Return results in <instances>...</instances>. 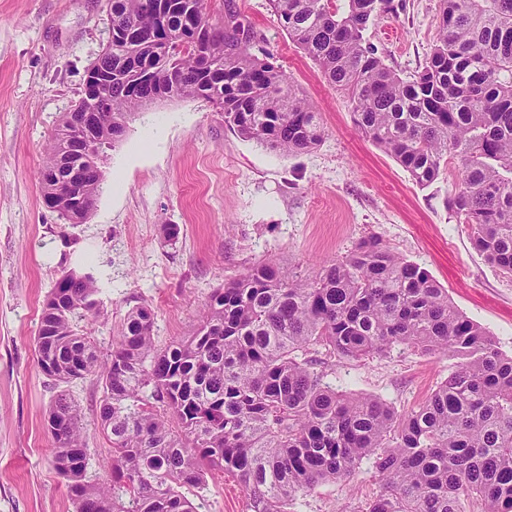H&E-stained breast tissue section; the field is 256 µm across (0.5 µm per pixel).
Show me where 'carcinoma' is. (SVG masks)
<instances>
[{
    "instance_id": "obj_1",
    "label": "carcinoma",
    "mask_w": 512,
    "mask_h": 512,
    "mask_svg": "<svg viewBox=\"0 0 512 512\" xmlns=\"http://www.w3.org/2000/svg\"><path fill=\"white\" fill-rule=\"evenodd\" d=\"M112 88L76 109L101 112L100 147L116 146L157 97L203 98L244 139L284 154L309 151L325 130L288 75L251 52V25L207 0H105ZM438 37L422 69L403 79L364 37L393 0H270L288 37L348 99L357 128L425 188L455 164L446 206L473 248L512 276V0H441ZM211 20L209 29L199 27ZM151 69V82L141 76ZM64 115L42 171L72 155ZM101 182L42 183L44 199L81 224ZM89 273L68 270L44 304L35 355L64 383L103 384L100 429L111 453L87 480L79 406L60 394L48 414L53 465L77 512H196L181 492L212 471L239 477L248 512H288L315 486L352 478L368 462L383 491L360 512H512V356L454 305L424 268L371 236L305 276L256 263L212 292L196 332L159 348L154 311L127 313L102 359L88 328L99 315ZM402 345L451 354L456 369L405 414L385 401L336 391L303 355L341 358Z\"/></svg>"
}]
</instances>
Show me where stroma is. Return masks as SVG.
Returning a JSON list of instances; mask_svg holds the SVG:
<instances>
[{
	"mask_svg": "<svg viewBox=\"0 0 512 512\" xmlns=\"http://www.w3.org/2000/svg\"><path fill=\"white\" fill-rule=\"evenodd\" d=\"M233 3L254 29L255 53H269L318 113L321 144L282 154L225 127L206 100H164L107 151L87 220L69 224L46 206L38 174L49 135L82 97L87 70L107 43L104 0H0V512H76L51 462L47 415L59 391L81 408L89 480L101 476L110 454L99 424L101 382L90 376L61 386L41 372L34 352L43 305L69 269L97 282L102 352L139 305L153 309V337L163 348L191 336L213 290L249 266L274 262L305 274L376 235L426 269L512 355V278L475 251L449 213L451 173L417 187L359 132L347 99L288 38L269 0ZM394 3L366 37L409 78L436 41L439 2ZM164 224L176 225L174 241L161 237ZM313 358L324 383L376 396L401 414L455 365L401 346L374 358L324 350ZM381 489L365 463L353 479L297 497L288 512H356ZM187 495L197 512H247L248 494L228 472L209 473Z\"/></svg>",
	"mask_w": 512,
	"mask_h": 512,
	"instance_id": "1",
	"label": "stroma"
}]
</instances>
